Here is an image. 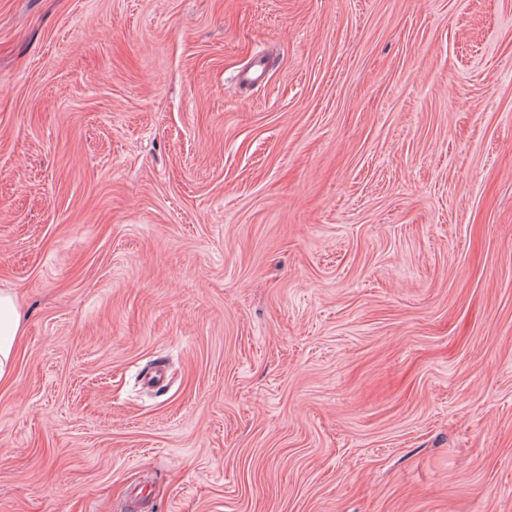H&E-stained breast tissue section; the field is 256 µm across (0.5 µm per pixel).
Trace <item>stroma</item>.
<instances>
[{
    "mask_svg": "<svg viewBox=\"0 0 512 512\" xmlns=\"http://www.w3.org/2000/svg\"><path fill=\"white\" fill-rule=\"evenodd\" d=\"M0 289V512H512V0H0ZM23 332L14 293L0 290V380L8 379L13 371L17 342Z\"/></svg>",
    "mask_w": 512,
    "mask_h": 512,
    "instance_id": "1",
    "label": "stroma"
}]
</instances>
